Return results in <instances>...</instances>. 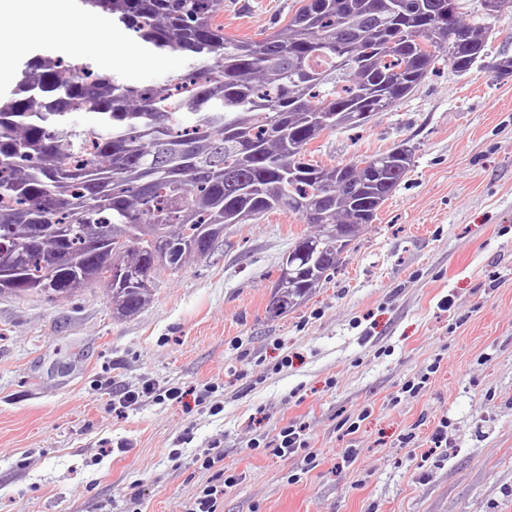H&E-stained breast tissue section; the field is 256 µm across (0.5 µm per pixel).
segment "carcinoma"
<instances>
[{
	"mask_svg": "<svg viewBox=\"0 0 512 512\" xmlns=\"http://www.w3.org/2000/svg\"><path fill=\"white\" fill-rule=\"evenodd\" d=\"M449 0H296L288 24L259 41L224 35V0H82L151 56L187 66L162 87L127 82L98 60L42 55L0 98V296L48 301L104 284L112 314L152 299L161 270L204 259L222 227L275 210L322 216L279 265L269 312L300 305L346 249L338 227L369 225L406 177L414 148L336 165L307 159L326 131L364 125L443 62L483 60L489 27L454 21L448 47L429 26ZM92 118L85 124L80 116ZM97 228L87 249L82 226Z\"/></svg>",
	"mask_w": 512,
	"mask_h": 512,
	"instance_id": "carcinoma-1",
	"label": "carcinoma"
}]
</instances>
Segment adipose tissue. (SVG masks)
Masks as SVG:
<instances>
[{
  "label": "adipose tissue",
  "instance_id": "adipose-tissue-1",
  "mask_svg": "<svg viewBox=\"0 0 512 512\" xmlns=\"http://www.w3.org/2000/svg\"><path fill=\"white\" fill-rule=\"evenodd\" d=\"M70 0H0V13L7 22L0 24V83L12 74L19 50L43 42L48 32L39 26V19L66 15L72 27L81 34L96 32L102 23L73 13Z\"/></svg>",
  "mask_w": 512,
  "mask_h": 512
}]
</instances>
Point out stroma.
Returning <instances> with one entry per match:
<instances>
[{
	"label": "stroma",
	"instance_id": "obj_1",
	"mask_svg": "<svg viewBox=\"0 0 512 512\" xmlns=\"http://www.w3.org/2000/svg\"><path fill=\"white\" fill-rule=\"evenodd\" d=\"M294 8L224 0L221 21L259 40ZM143 52L132 38L82 43L137 84L186 63ZM507 58L512 7L469 74L438 65L365 125L309 144L324 165L404 140L416 151L336 271L286 315L268 313L271 286L314 227L283 211L229 225L207 258L160 271L150 303L126 318L103 287L0 296V512H189L216 453L235 479L219 512H512ZM149 384L181 397L143 394ZM128 392L139 399L126 407ZM290 424L306 449L273 455L268 442Z\"/></svg>",
	"mask_w": 512,
	"mask_h": 512
}]
</instances>
